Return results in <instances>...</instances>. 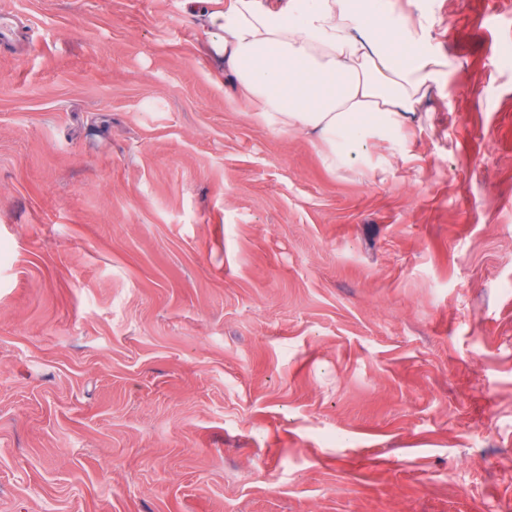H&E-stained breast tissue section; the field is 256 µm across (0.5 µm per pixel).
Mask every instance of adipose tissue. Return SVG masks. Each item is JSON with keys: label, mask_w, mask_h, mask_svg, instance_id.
<instances>
[{"label": "adipose tissue", "mask_w": 512, "mask_h": 512, "mask_svg": "<svg viewBox=\"0 0 512 512\" xmlns=\"http://www.w3.org/2000/svg\"><path fill=\"white\" fill-rule=\"evenodd\" d=\"M217 75L268 127L300 132L328 169L383 174L408 152L445 61L424 45L420 16L390 22L376 0H182ZM386 152L373 156L370 141Z\"/></svg>", "instance_id": "adipose-tissue-1"}]
</instances>
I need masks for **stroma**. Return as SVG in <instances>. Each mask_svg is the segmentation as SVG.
Segmentation results:
<instances>
[{"mask_svg": "<svg viewBox=\"0 0 512 512\" xmlns=\"http://www.w3.org/2000/svg\"><path fill=\"white\" fill-rule=\"evenodd\" d=\"M419 8L380 177L181 0H0V512H512V0Z\"/></svg>", "mask_w": 512, "mask_h": 512, "instance_id": "35a3bbf8", "label": "stroma"}]
</instances>
